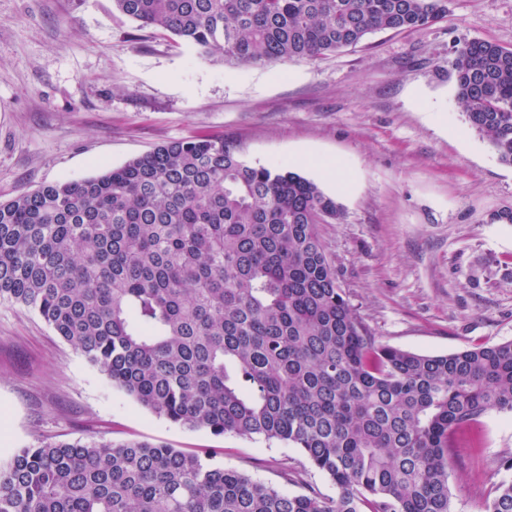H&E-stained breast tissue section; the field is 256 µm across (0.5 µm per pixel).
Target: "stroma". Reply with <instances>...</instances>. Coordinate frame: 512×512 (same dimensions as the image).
I'll return each instance as SVG.
<instances>
[{"mask_svg":"<svg viewBox=\"0 0 512 512\" xmlns=\"http://www.w3.org/2000/svg\"><path fill=\"white\" fill-rule=\"evenodd\" d=\"M512 48V0H453L439 21L372 33L314 60L227 64L142 28L112 0H0V201L221 136L287 163L342 207L317 231L381 343L422 355L512 341V167L455 101V44ZM335 162L338 187L322 174ZM0 462L41 440L100 433L208 453L289 494L335 485L293 445L215 436L139 405L34 312L0 304ZM512 481V413L486 414L448 467L452 512H485Z\"/></svg>","mask_w":512,"mask_h":512,"instance_id":"1","label":"stroma"}]
</instances>
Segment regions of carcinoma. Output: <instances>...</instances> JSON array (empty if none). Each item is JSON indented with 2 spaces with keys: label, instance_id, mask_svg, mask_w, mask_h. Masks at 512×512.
<instances>
[{
  "label": "carcinoma",
  "instance_id": "carcinoma-1",
  "mask_svg": "<svg viewBox=\"0 0 512 512\" xmlns=\"http://www.w3.org/2000/svg\"><path fill=\"white\" fill-rule=\"evenodd\" d=\"M451 0H112L240 65L313 60L433 24ZM466 119L512 166V48L455 46ZM340 204L222 137L0 202V303L37 313L152 413L294 445L336 496L289 495L200 454L41 441L0 465V512H452L457 433L512 413V341L420 355L371 336L316 225ZM486 512H512L502 483Z\"/></svg>",
  "mask_w": 512,
  "mask_h": 512
}]
</instances>
